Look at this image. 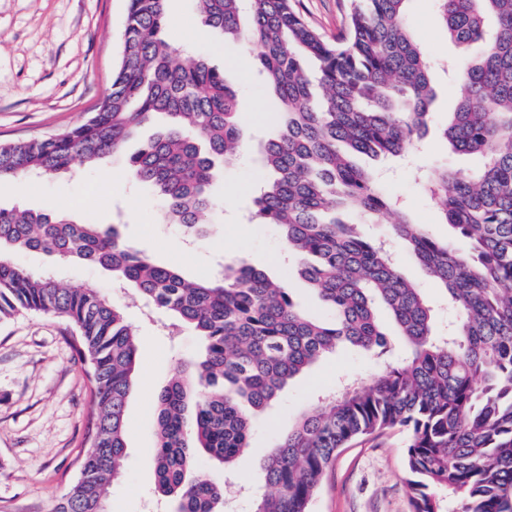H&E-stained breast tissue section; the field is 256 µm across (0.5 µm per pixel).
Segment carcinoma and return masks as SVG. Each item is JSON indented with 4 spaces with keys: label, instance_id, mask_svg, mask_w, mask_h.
Masks as SVG:
<instances>
[{
    "label": "carcinoma",
    "instance_id": "1",
    "mask_svg": "<svg viewBox=\"0 0 512 512\" xmlns=\"http://www.w3.org/2000/svg\"><path fill=\"white\" fill-rule=\"evenodd\" d=\"M197 0L201 23L242 53L258 51L264 85L279 108L262 150L270 174L258 185L254 218L279 227L298 272L334 311L309 317L266 271L238 260L190 280L128 245L111 225L82 224L53 209L0 207V320L50 313L65 322L89 366L95 448L55 512H109L108 487L127 448L126 407L138 373L135 333L123 308L88 288L17 260L42 253L92 265L136 290L175 332L194 328L200 359L174 368L158 393L157 488L177 512H224V484L195 473L207 455L234 472L254 412L271 406L297 375L340 347L377 356L388 337L375 312H390L406 357L364 386L348 380L318 396L265 449L258 479L270 492L255 512H310L323 476L351 440L407 431L406 483L413 512H512V0H437L448 39L485 44L453 63L464 93L443 136L458 154L484 158L466 173L442 167L429 191L468 255L413 223L378 187L376 161L402 156L429 127L436 97L430 66L409 33L408 0H351L343 28L325 41L293 0ZM165 0H128L120 64L98 111L49 138L0 144V179L53 175L119 151L155 119L164 124L132 157L170 223L199 234L217 203L215 169L237 156L239 100L206 59L177 62L162 38ZM357 208L373 222L395 215L403 242L446 290L456 320L433 330L432 309L384 240L366 239L337 214Z\"/></svg>",
    "mask_w": 512,
    "mask_h": 512
}]
</instances>
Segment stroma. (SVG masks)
<instances>
[{
  "mask_svg": "<svg viewBox=\"0 0 512 512\" xmlns=\"http://www.w3.org/2000/svg\"><path fill=\"white\" fill-rule=\"evenodd\" d=\"M305 20L324 40L343 26L349 0H296ZM126 0H0V143L63 133L84 122L100 106L120 62ZM165 39L181 60L206 57L223 69L242 103L244 148L214 181L216 199L228 188L239 193L231 209L218 210L216 228L190 236L168 223L163 201L153 188L136 181L130 157L139 139L100 165L74 174H32L0 181V207L41 211L51 208L79 223L115 224L126 242L154 261L177 267L186 277H205L223 264L242 259L264 269L288 288L308 314L333 318L285 256L279 230L251 220L254 188L262 176L260 157L274 128L269 116L274 96L259 86L256 70L231 66L234 50L222 35L204 28L196 0H168ZM406 23L434 63L437 97L431 131L403 160L383 165L382 190L397 200L415 223L438 239L449 227L425 189V177L440 166L473 170L475 156L451 153L442 135L460 97L448 73V60L464 51L449 41L435 0H408ZM479 46L465 51L477 56ZM396 254L403 272L431 304L437 330L450 314L441 286L425 276L404 245ZM59 279L99 291L124 306L138 329L139 369L127 404V457L122 478L108 491L110 512H174L173 502L156 488L157 395L174 367L202 350L201 336L189 328L170 334L162 315L113 285L99 269L83 264L63 268ZM384 359L345 347L313 365L286 388L279 401L254 417L249 449L236 462L234 483L247 488L237 512H253L262 494L258 461L265 448L323 391L350 377L372 383ZM88 366L76 356L62 321L49 314L0 320V512H53L78 475L77 460L87 447L92 408ZM311 512H412L405 481V434L395 429L363 436L341 449L313 501Z\"/></svg>",
  "mask_w": 512,
  "mask_h": 512,
  "instance_id": "obj_1",
  "label": "stroma"
}]
</instances>
